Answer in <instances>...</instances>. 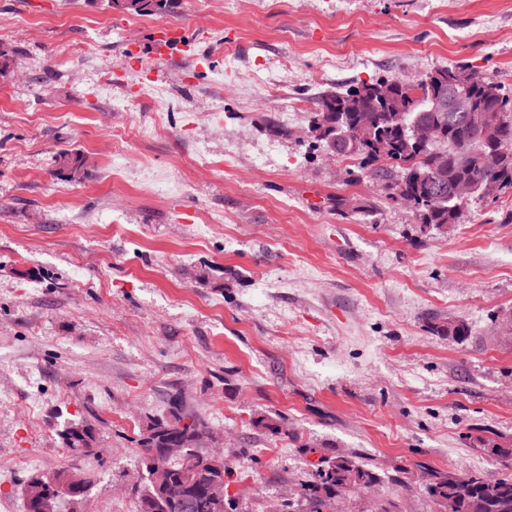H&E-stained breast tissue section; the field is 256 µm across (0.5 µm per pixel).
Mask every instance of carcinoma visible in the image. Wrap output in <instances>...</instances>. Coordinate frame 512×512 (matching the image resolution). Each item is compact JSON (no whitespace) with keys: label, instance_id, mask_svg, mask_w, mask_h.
<instances>
[{"label":"carcinoma","instance_id":"obj_1","mask_svg":"<svg viewBox=\"0 0 512 512\" xmlns=\"http://www.w3.org/2000/svg\"><path fill=\"white\" fill-rule=\"evenodd\" d=\"M112 6L130 14L152 16L169 12L173 0H112ZM459 79L464 80V89L476 109L493 114L496 125L490 134L465 127L457 112L432 111L434 83L446 85ZM392 82L388 98L377 94L380 79L322 94L313 112L314 138L332 154L360 158V168L368 177L387 184V198L408 206L426 229L459 223L462 203L451 194L452 184L458 180L478 187L499 182L502 192L512 190V159H506L512 156V95L491 75L463 67L443 68L417 84L399 78ZM424 122L440 123L443 139L417 146L413 127ZM381 141L391 146L384 155L374 149ZM58 164L73 178L85 176L84 160L78 153L60 155ZM435 330L458 344L469 336L468 325L459 319ZM252 425L273 438L283 432L278 419L266 412L254 416ZM192 432L208 434L210 430L202 418L183 410L177 396L170 400L168 417L147 423L138 440L142 454L136 485L139 512H215L205 492V486L214 479L224 482V512H238V500L230 494V486L242 482L245 475L227 461L225 453L190 449L203 464L198 472H188L180 461L164 457L163 449ZM97 435L96 426L85 418L66 422L59 432L62 447L100 459ZM487 452L503 459L508 475L488 480L477 471H438L425 462L416 464L415 473L395 466L389 473L375 459L356 451L323 455L310 463L308 478L299 483L302 500L285 503L283 512H339V504L351 491L384 480L401 486L421 482L434 512H443L450 498L456 512H512V447L492 440L487 443ZM157 458L170 470L169 485L161 493L149 479L148 463ZM78 481L85 488L93 487L91 476L79 470L59 469L50 475L29 477L22 487L23 512H62V499L49 497L51 487Z\"/></svg>","mask_w":512,"mask_h":512}]
</instances>
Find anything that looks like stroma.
Instances as JSON below:
<instances>
[{"label": "stroma", "instance_id": "35a3bbf8", "mask_svg": "<svg viewBox=\"0 0 512 512\" xmlns=\"http://www.w3.org/2000/svg\"><path fill=\"white\" fill-rule=\"evenodd\" d=\"M0 46V504L69 468L95 475L90 512H138L140 432L173 393L211 449H247L245 512L305 480L296 432L500 476L482 442L512 441V192L424 231L308 143L317 98L355 82L466 65L511 90L512 0H0ZM67 151L84 178L60 173ZM452 319L464 343L436 332ZM263 411L283 436L252 426ZM79 415L103 465L61 445ZM376 495L431 510L387 482L342 510ZM175 0H112V6L139 16L160 15L173 8Z\"/></svg>", "mask_w": 512, "mask_h": 512}]
</instances>
